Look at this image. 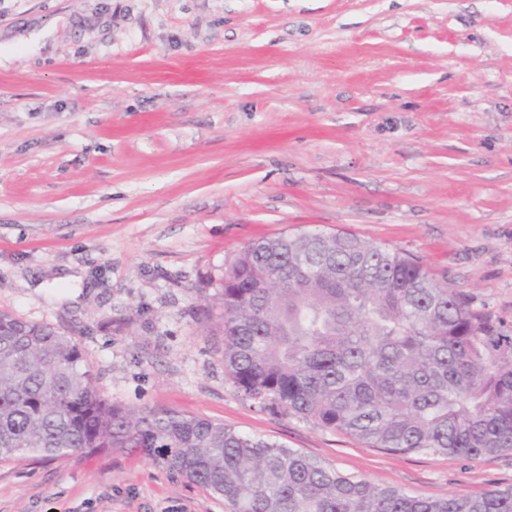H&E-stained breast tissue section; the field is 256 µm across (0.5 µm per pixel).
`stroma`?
I'll return each mask as SVG.
<instances>
[{"label":"stroma","instance_id":"35a3bbf8","mask_svg":"<svg viewBox=\"0 0 512 512\" xmlns=\"http://www.w3.org/2000/svg\"><path fill=\"white\" fill-rule=\"evenodd\" d=\"M314 228L512 331V0H0V311L74 336L114 405L424 497L512 486V451L394 455L238 392L213 297ZM0 512L225 507L115 448L0 461Z\"/></svg>","mask_w":512,"mask_h":512}]
</instances>
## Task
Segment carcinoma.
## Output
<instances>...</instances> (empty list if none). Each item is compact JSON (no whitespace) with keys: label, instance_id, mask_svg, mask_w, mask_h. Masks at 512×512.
<instances>
[{"label":"carcinoma","instance_id":"1","mask_svg":"<svg viewBox=\"0 0 512 512\" xmlns=\"http://www.w3.org/2000/svg\"><path fill=\"white\" fill-rule=\"evenodd\" d=\"M224 371L292 413L398 455L512 450V334L423 263L353 234L245 248L224 277ZM76 339L0 312V461L130 448L229 512H512V487L430 498L222 423L101 398Z\"/></svg>","mask_w":512,"mask_h":512}]
</instances>
